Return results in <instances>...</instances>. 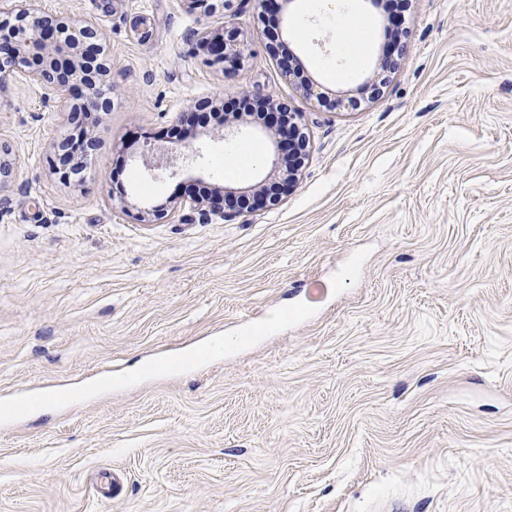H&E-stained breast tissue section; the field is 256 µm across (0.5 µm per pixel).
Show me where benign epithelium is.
<instances>
[{"label": "benign epithelium", "instance_id": "obj_1", "mask_svg": "<svg viewBox=\"0 0 512 512\" xmlns=\"http://www.w3.org/2000/svg\"><path fill=\"white\" fill-rule=\"evenodd\" d=\"M37 2L0 0V13L12 17V21L0 23V76L18 74L39 84L47 98L58 100L60 111L67 113L69 125L81 129L85 120L108 111V103L89 87L80 94L75 93V87L81 85L79 69L87 68L92 77H107L111 71L110 58L100 53V33L93 22L70 24L43 13ZM189 40L207 54L208 63L222 65L225 76L235 74L242 49L233 30L226 27L220 34L201 24L189 32ZM266 102L270 105L271 123L260 134L269 140L272 167H279L287 157L294 158L299 166L304 165L309 141L302 129V113H293L295 121L283 126L279 117L288 107L272 97L266 98ZM98 146L97 140L86 135L77 143L70 138L60 141L50 160L54 173L67 174L73 162L91 155ZM272 195L274 192L267 181L256 183L250 208L267 206ZM192 203L229 220L244 211L233 197V191L222 185L214 186L212 197H194Z\"/></svg>", "mask_w": 512, "mask_h": 512}]
</instances>
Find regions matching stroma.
I'll return each instance as SVG.
<instances>
[{
	"label": "stroma",
	"instance_id": "obj_1",
	"mask_svg": "<svg viewBox=\"0 0 512 512\" xmlns=\"http://www.w3.org/2000/svg\"><path fill=\"white\" fill-rule=\"evenodd\" d=\"M409 3L394 43L390 9L348 0L375 28L339 82L335 30L295 2L291 79L259 0L204 20L240 33L228 80L187 41L203 20L184 0H42L98 25L112 108L66 182V116L0 81V399L46 396L0 422V512H512V0ZM270 95L304 117L297 185L230 220L184 204L275 171L240 174L266 139L179 115ZM178 127L189 170L145 168ZM253 320L251 346L141 374ZM103 467L125 476L109 502ZM63 139L56 145L54 158L50 160V164L54 173L65 179L62 175L69 172L71 164L84 155L90 156L98 148L99 143L96 138L88 137L87 134L81 138L78 144L71 138Z\"/></svg>",
	"mask_w": 512,
	"mask_h": 512
}]
</instances>
